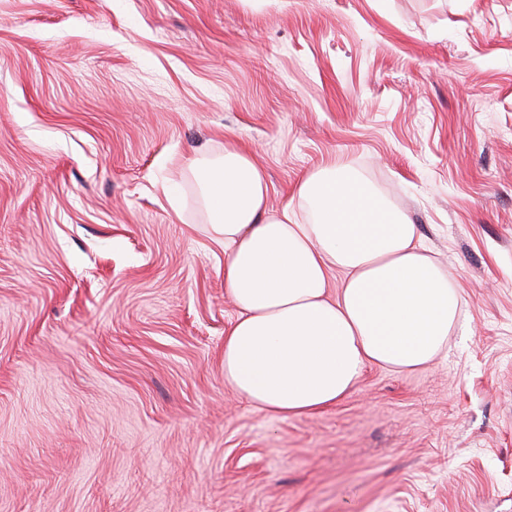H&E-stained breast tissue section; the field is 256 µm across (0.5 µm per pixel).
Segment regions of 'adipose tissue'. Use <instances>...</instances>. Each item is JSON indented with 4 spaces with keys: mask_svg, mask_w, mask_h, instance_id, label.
Returning <instances> with one entry per match:
<instances>
[{
    "mask_svg": "<svg viewBox=\"0 0 512 512\" xmlns=\"http://www.w3.org/2000/svg\"><path fill=\"white\" fill-rule=\"evenodd\" d=\"M189 169L238 310L224 335V382L248 404L283 418L317 413L368 367L411 373L447 356L459 288L416 225L355 174L311 171L273 210L264 173L240 147L201 154Z\"/></svg>",
    "mask_w": 512,
    "mask_h": 512,
    "instance_id": "ef3b65f1",
    "label": "adipose tissue"
}]
</instances>
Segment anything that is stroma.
<instances>
[{"instance_id": "stroma-1", "label": "stroma", "mask_w": 512, "mask_h": 512, "mask_svg": "<svg viewBox=\"0 0 512 512\" xmlns=\"http://www.w3.org/2000/svg\"><path fill=\"white\" fill-rule=\"evenodd\" d=\"M354 169L464 300L270 416L192 157ZM0 512H512V0H0Z\"/></svg>"}]
</instances>
